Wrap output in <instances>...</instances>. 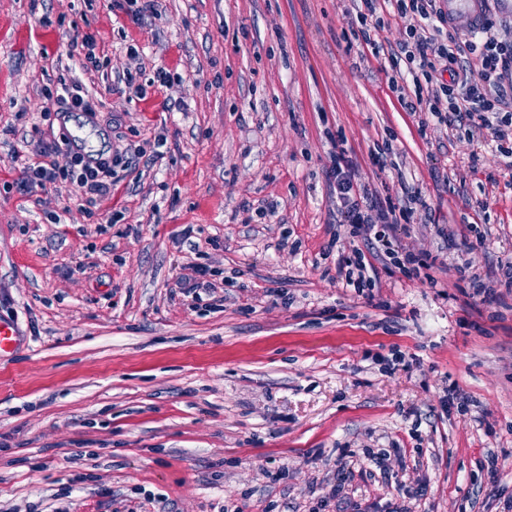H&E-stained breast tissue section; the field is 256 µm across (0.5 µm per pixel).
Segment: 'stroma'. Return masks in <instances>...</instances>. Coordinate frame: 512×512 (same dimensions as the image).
<instances>
[{
	"mask_svg": "<svg viewBox=\"0 0 512 512\" xmlns=\"http://www.w3.org/2000/svg\"><path fill=\"white\" fill-rule=\"evenodd\" d=\"M355 26L351 0H157L139 21L119 0H0V318L20 333L0 359V512H311L337 459L367 452L386 470L351 496L422 485L412 512H503L512 291L469 306L453 250L437 286L392 267L374 301L343 288L327 135L381 196L422 191L410 244L435 249L442 225L481 267L512 262V169L490 133L420 130ZM85 33L90 73L70 54ZM75 74L96 146L165 141L88 212L67 184L19 193L13 160L53 140L41 89ZM197 264L233 281L223 303L181 294ZM447 387L466 411L442 413Z\"/></svg>",
	"mask_w": 512,
	"mask_h": 512,
	"instance_id": "35a3bbf8",
	"label": "stroma"
}]
</instances>
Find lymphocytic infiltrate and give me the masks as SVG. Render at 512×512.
<instances>
[{"label":"lymphocytic infiltrate","instance_id":"1","mask_svg":"<svg viewBox=\"0 0 512 512\" xmlns=\"http://www.w3.org/2000/svg\"><path fill=\"white\" fill-rule=\"evenodd\" d=\"M353 2L358 23L355 38L373 54L387 53L393 68H404L412 78L411 95L400 99L406 111L431 114L438 122L459 130L466 140L473 139L477 131H491L501 142L500 154L512 158V147L503 143L504 128L512 125V43L498 39L493 20H486L480 31L461 41L448 33V20L439 0ZM387 7L407 21L404 38L395 42L385 35L387 25L382 12ZM42 95L46 106L41 118L45 121L64 118L74 111L92 117L98 109L75 79L44 87ZM330 145L328 179L336 197L337 222L349 226L351 236L358 240L351 256L340 259L336 266L339 280L356 296L370 300L379 285L380 266L391 264L406 269L409 276L437 285V257L414 251L395 233L397 224L413 221L423 203L420 192L404 191L396 202L381 198L376 190L359 181L345 138H333ZM62 155L67 158L63 164L58 161ZM162 156L159 150L148 154L118 144L109 155L90 160L72 150L68 138L63 137L34 148L30 155H17L23 168L18 188L30 193L58 183L74 185L93 205L111 196L122 177L135 172L138 159L146 157L154 162ZM371 465L383 468V457L339 460L333 485L317 498L316 512H326L334 503L349 512H376V503L356 501L348 494L355 474Z\"/></svg>","mask_w":512,"mask_h":512}]
</instances>
